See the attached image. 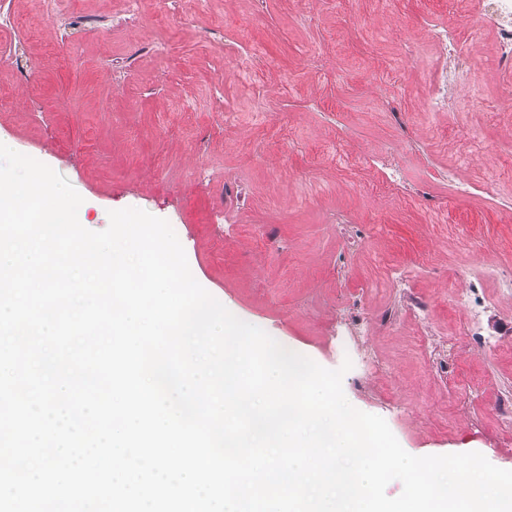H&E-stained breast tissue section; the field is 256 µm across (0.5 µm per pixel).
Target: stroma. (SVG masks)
<instances>
[{
  "label": "stroma",
  "mask_w": 512,
  "mask_h": 512,
  "mask_svg": "<svg viewBox=\"0 0 512 512\" xmlns=\"http://www.w3.org/2000/svg\"><path fill=\"white\" fill-rule=\"evenodd\" d=\"M74 16L106 27L73 29L41 0H0V20L22 15L35 33L7 32L0 65V141L36 157L82 197L87 228L137 208L175 230L195 280L240 320L327 369L346 347L377 355L353 363L343 390L382 417L414 456L481 453L512 470V424L496 403L512 396V297L494 268L512 264V73L488 46L460 75L454 111L429 115L433 47L427 27L476 23L450 0H180L157 24L121 0H68ZM73 50L54 62L49 48ZM192 62L194 80L181 66ZM235 120H225V113ZM415 139L420 152L409 150ZM299 150H292V142ZM391 154L424 200L395 205L366 193L381 180L361 155ZM457 184L439 177L457 156ZM343 215L348 229L336 228ZM466 237L476 251L463 249ZM415 269L424 326L384 324L404 299L363 288L372 258ZM482 284L479 335L459 337L469 311L456 293ZM427 332L449 370L415 344ZM463 379L465 388L455 386Z\"/></svg>",
  "instance_id": "35a3bbf8"
}]
</instances>
